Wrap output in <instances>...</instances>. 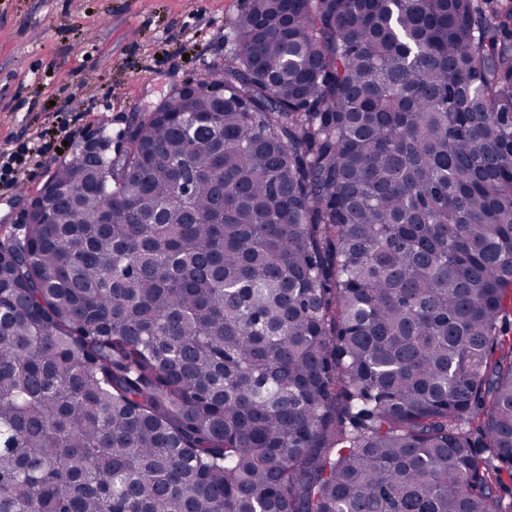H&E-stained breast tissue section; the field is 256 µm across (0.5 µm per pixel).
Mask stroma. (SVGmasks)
Listing matches in <instances>:
<instances>
[{"label": "stroma", "instance_id": "1", "mask_svg": "<svg viewBox=\"0 0 512 512\" xmlns=\"http://www.w3.org/2000/svg\"><path fill=\"white\" fill-rule=\"evenodd\" d=\"M241 0H0V150L69 126L61 152L0 186V226L84 146L127 147L129 128L173 86L196 83L228 48Z\"/></svg>", "mask_w": 512, "mask_h": 512}]
</instances>
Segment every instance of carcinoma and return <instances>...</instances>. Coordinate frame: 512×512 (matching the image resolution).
<instances>
[{"label": "carcinoma", "instance_id": "1", "mask_svg": "<svg viewBox=\"0 0 512 512\" xmlns=\"http://www.w3.org/2000/svg\"><path fill=\"white\" fill-rule=\"evenodd\" d=\"M0 242V512H512V0H248Z\"/></svg>", "mask_w": 512, "mask_h": 512}]
</instances>
